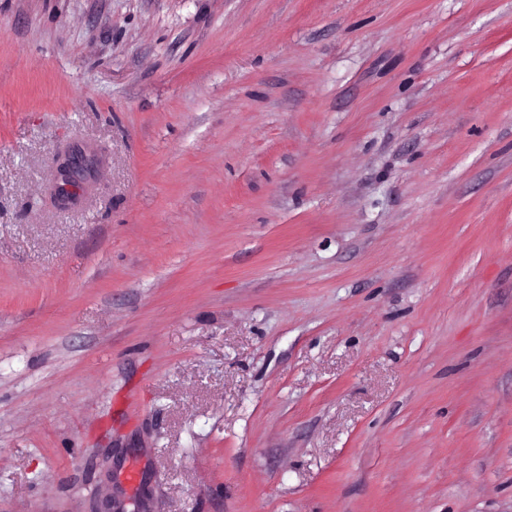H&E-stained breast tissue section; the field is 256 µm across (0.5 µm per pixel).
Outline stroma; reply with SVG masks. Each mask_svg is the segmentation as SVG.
Returning <instances> with one entry per match:
<instances>
[{"mask_svg":"<svg viewBox=\"0 0 512 512\" xmlns=\"http://www.w3.org/2000/svg\"><path fill=\"white\" fill-rule=\"evenodd\" d=\"M109 494L512 512V0H0V512ZM84 166H86V154L81 150L68 154L59 164L55 187V197L59 204L66 205L69 201V187L72 183L78 182L77 176L84 171Z\"/></svg>","mask_w":512,"mask_h":512,"instance_id":"35a3bbf8","label":"stroma"}]
</instances>
